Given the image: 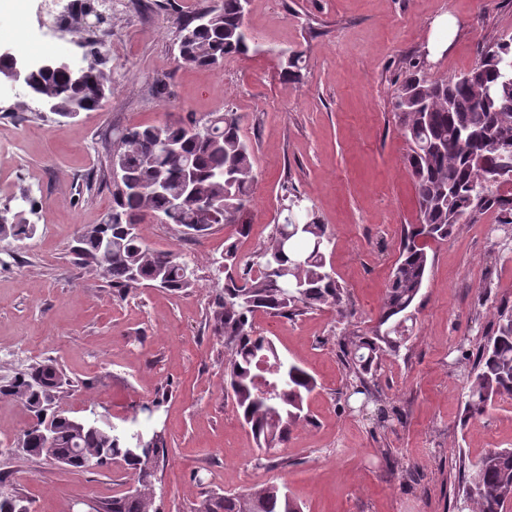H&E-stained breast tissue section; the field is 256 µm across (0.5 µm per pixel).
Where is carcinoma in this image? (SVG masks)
<instances>
[{
	"label": "carcinoma",
	"instance_id": "1",
	"mask_svg": "<svg viewBox=\"0 0 512 512\" xmlns=\"http://www.w3.org/2000/svg\"><path fill=\"white\" fill-rule=\"evenodd\" d=\"M106 0H76L73 26L85 34V48L97 66L94 79L78 86L60 71L35 77L37 95L52 96L57 115L72 118V111L96 108L97 98L112 93L105 56L112 12ZM203 14L212 22L200 25ZM180 63L215 67L231 57L246 56L251 37L244 24L240 0H220L185 21H178ZM302 52L284 59V75L300 78ZM419 62L408 63L393 104L400 133L409 144L408 173L415 185L417 223L404 228L376 324L366 333L346 332L339 340L341 363L349 395H361L362 415L380 424L388 415L382 399L370 388L383 358L396 356L411 340L412 304L423 288L430 257L427 241L446 240L477 211L496 207L503 214L492 228L495 245L512 252V200L494 188L506 182L491 164L479 165L480 154L512 152V88L501 86L512 74V36L487 48L467 72L428 80L419 76ZM180 142L177 156L166 154L159 140ZM113 156L123 164L120 181L112 182V209L97 224L75 230L70 248L72 263L95 271L114 288L130 292L155 286L187 293L197 286L195 269L172 250L148 246L138 232L147 217L161 215L184 236H203L226 224L248 233L242 217L251 202L256 178L253 151L241 135L238 112L226 106L200 117L162 126H133L115 134ZM194 176L197 195L224 203V217L213 219L207 210L173 203L184 170ZM168 180L171 194L157 195L151 185ZM292 210L290 223L275 224L267 242L252 255L238 253L235 243L224 248L215 276H224L211 299L213 333L224 339V384L228 396L252 434L256 465L274 463L294 429L308 421L307 399L315 378L281 356L274 343L255 332L257 312L291 318L330 307L346 317L345 290L326 254L335 245L327 225L301 209L298 196H285ZM35 225L24 211L0 224V241L29 239ZM73 381L53 362H36L0 376V399L22 405L31 416L11 446L23 457L45 459L41 432L50 426L56 435V453L68 459V469L89 470V458L119 460L136 475L135 486L110 501L99 502L98 512H159L155 477L141 476L142 463L127 455L139 429L108 426L106 415L90 410L80 420L82 431L72 434L74 416L64 407ZM465 411L479 419L497 400L512 397V307L498 310L497 328L482 337L472 372L467 375ZM512 503V448L493 449L468 469L456 512H505ZM194 512H302V503L286 484L265 481L243 492L213 494Z\"/></svg>",
	"mask_w": 512,
	"mask_h": 512
}]
</instances>
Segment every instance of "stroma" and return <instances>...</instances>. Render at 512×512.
Masks as SVG:
<instances>
[{
    "label": "stroma",
    "mask_w": 512,
    "mask_h": 512,
    "mask_svg": "<svg viewBox=\"0 0 512 512\" xmlns=\"http://www.w3.org/2000/svg\"><path fill=\"white\" fill-rule=\"evenodd\" d=\"M19 2L0 21V46L13 48L21 26L31 43L59 42L82 60L79 34L60 31L42 0ZM210 3L112 0V95L103 109L65 121L0 91V206L27 211L36 226L31 239L0 243V375L55 360L79 386L67 408L79 417L108 413L119 426L162 397L153 420L167 440L155 480L160 512H193L206 496L268 480L286 484L303 512H454L461 466L512 448V400L477 420L464 412L480 339L498 307L512 305V254L499 253L491 233L500 213L481 211L448 240L429 242L412 340L385 357L374 381L389 427L372 426L357 412L359 397H346L338 339L347 327L375 325L402 228L417 221L409 145L393 109L408 61L422 62L429 79L470 69L512 35V0H250L254 52L220 71L177 66L178 18ZM285 50L305 53L299 79L282 74ZM226 105L241 117L257 172L240 253L267 239L292 189L334 235L327 259L351 311L345 321L327 308L256 316L258 333L318 383L310 421L268 469L256 466L253 437L224 395V343L209 325L212 262L233 226L188 238L171 224H141L147 245L195 265L199 280L186 294L116 291L68 253L76 225L98 223L112 204L114 132ZM28 421L19 405L0 400V472L31 512H69L76 500L107 501L133 485L121 467L76 474L6 455Z\"/></svg>",
    "instance_id": "stroma-1"
}]
</instances>
